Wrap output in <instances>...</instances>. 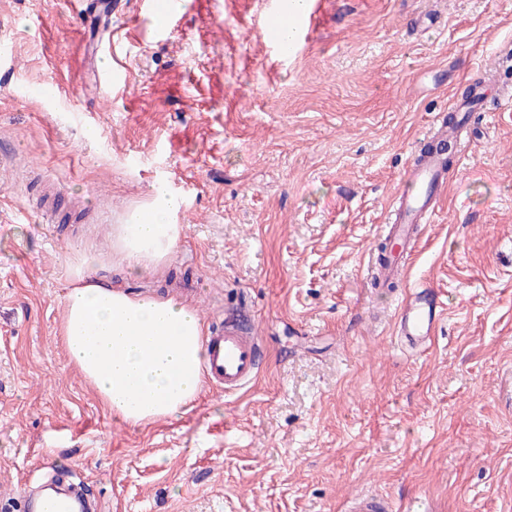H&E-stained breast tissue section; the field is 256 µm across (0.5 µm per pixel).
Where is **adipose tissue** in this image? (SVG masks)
I'll list each match as a JSON object with an SVG mask.
<instances>
[{"label": "adipose tissue", "mask_w": 512, "mask_h": 512, "mask_svg": "<svg viewBox=\"0 0 512 512\" xmlns=\"http://www.w3.org/2000/svg\"><path fill=\"white\" fill-rule=\"evenodd\" d=\"M181 202L156 183L147 203L112 227V260L140 277L173 258L182 238ZM83 259L64 296L61 340L70 360L122 421L146 424L178 414L204 386V322L189 301L125 290Z\"/></svg>", "instance_id": "obj_1"}]
</instances>
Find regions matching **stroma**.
Instances as JSON below:
<instances>
[{
    "label": "stroma",
    "instance_id": "stroma-1",
    "mask_svg": "<svg viewBox=\"0 0 512 512\" xmlns=\"http://www.w3.org/2000/svg\"><path fill=\"white\" fill-rule=\"evenodd\" d=\"M117 21L126 84L85 90L90 32L68 0H0V501L53 478L101 512H512V100L490 95L394 287L368 276L383 221L436 113L512 43V0H321L281 56L257 0H174L163 34ZM65 82L42 104L31 86ZM64 206L35 204L40 177ZM162 181L175 258L112 268V227ZM93 256L133 292L241 304L257 380L184 411L114 417L60 338L71 270ZM416 284L451 314L424 353L395 344ZM392 509V504L368 492L352 499L348 512H389Z\"/></svg>",
    "mask_w": 512,
    "mask_h": 512
}]
</instances>
